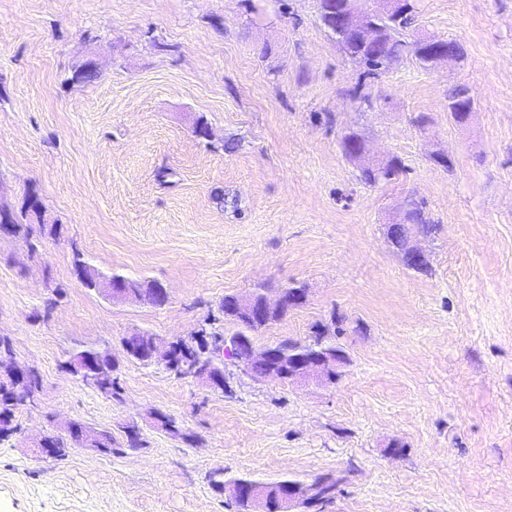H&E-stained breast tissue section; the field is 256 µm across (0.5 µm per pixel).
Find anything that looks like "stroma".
<instances>
[{"mask_svg": "<svg viewBox=\"0 0 512 512\" xmlns=\"http://www.w3.org/2000/svg\"><path fill=\"white\" fill-rule=\"evenodd\" d=\"M254 4L0 0V208L34 193L58 222L35 242L0 233V337L41 378L20 435L0 441V512H236L218 469L334 477L320 512H512V0H418L411 38L460 42L463 60L407 55L377 78L318 0H272L264 20ZM91 51L100 78L67 84ZM458 86L475 98L463 123L448 113ZM351 133L362 160L343 151ZM390 156L403 173L365 183L362 164ZM410 194L436 226L414 237L420 272L386 237ZM77 251L104 276L159 282L167 302L86 288ZM295 284L305 303L254 343L325 329L349 357L336 383L230 364L222 394L123 356L134 332L233 336L224 296L273 302ZM85 347L117 356L119 397L66 370ZM73 419L110 430L117 452L39 454Z\"/></svg>", "mask_w": 512, "mask_h": 512, "instance_id": "1", "label": "stroma"}]
</instances>
